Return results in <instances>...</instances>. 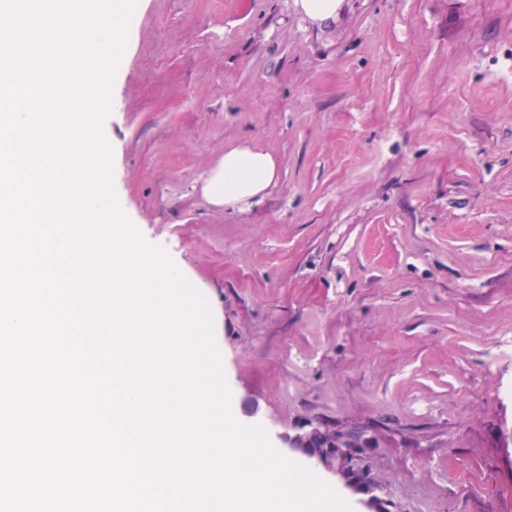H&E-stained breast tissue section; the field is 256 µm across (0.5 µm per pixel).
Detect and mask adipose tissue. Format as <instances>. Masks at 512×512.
I'll return each instance as SVG.
<instances>
[{
	"mask_svg": "<svg viewBox=\"0 0 512 512\" xmlns=\"http://www.w3.org/2000/svg\"><path fill=\"white\" fill-rule=\"evenodd\" d=\"M273 157L254 144H240L224 151L211 171L205 192L212 203L238 206L262 198L276 178Z\"/></svg>",
	"mask_w": 512,
	"mask_h": 512,
	"instance_id": "adipose-tissue-1",
	"label": "adipose tissue"
}]
</instances>
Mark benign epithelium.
<instances>
[{
	"label": "benign epithelium",
	"instance_id": "obj_1",
	"mask_svg": "<svg viewBox=\"0 0 512 512\" xmlns=\"http://www.w3.org/2000/svg\"><path fill=\"white\" fill-rule=\"evenodd\" d=\"M281 439L288 447L301 452L333 474L336 473V460H341L344 467L353 460V453L340 455L338 449L363 448L370 441L363 432L320 426H313L294 435L285 434Z\"/></svg>",
	"mask_w": 512,
	"mask_h": 512
}]
</instances>
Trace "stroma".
I'll return each instance as SVG.
<instances>
[{"instance_id":"35a3bbf8","label":"stroma","mask_w":512,"mask_h":512,"mask_svg":"<svg viewBox=\"0 0 512 512\" xmlns=\"http://www.w3.org/2000/svg\"><path fill=\"white\" fill-rule=\"evenodd\" d=\"M102 129L237 420L371 430L353 512H512V0H138ZM243 142L276 180L213 204ZM344 0H294L296 11L311 21L323 24L336 19Z\"/></svg>"}]
</instances>
